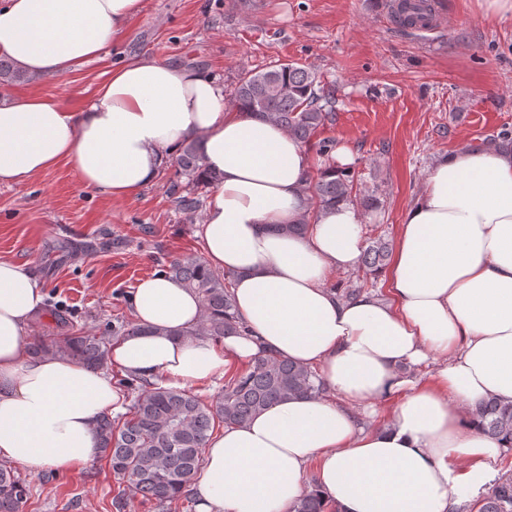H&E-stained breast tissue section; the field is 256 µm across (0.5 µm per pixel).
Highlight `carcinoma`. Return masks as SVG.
Listing matches in <instances>:
<instances>
[{"label": "carcinoma", "instance_id": "obj_1", "mask_svg": "<svg viewBox=\"0 0 512 512\" xmlns=\"http://www.w3.org/2000/svg\"><path fill=\"white\" fill-rule=\"evenodd\" d=\"M395 14L405 25L425 18L431 11L428 0H396ZM31 77L11 59L0 56V89L27 83ZM334 100L318 74L293 63L279 64L263 71H248L240 77L234 105L264 120H272L302 143L333 119ZM175 184L183 195L180 206L196 209L198 192L220 180L202 168L196 144L182 143L175 157ZM313 205L331 202L358 203L364 211L378 208L373 196L353 195L354 174L349 169L334 177L320 173L310 180ZM390 260L388 243L377 239L367 245L361 257L366 273L377 276ZM161 272L194 291L203 315L194 332L216 343L228 336H242L231 291L235 275L210 270L204 261L187 256L162 266ZM35 352L71 355L90 367L107 363L108 343L81 329L47 343H33ZM126 386L136 393L128 413L97 422L102 457L126 488L112 497V512H124L125 494L142 497L155 509L189 497L188 487L197 475L210 436L216 425L242 426L271 406L296 397L317 398L323 383L316 372L274 355H263L249 367L225 379L224 389L206 401L188 391L149 388L141 380L128 379ZM472 418L482 430L495 436H512V404L494 400L479 403ZM30 498V485L7 464H0V512H21ZM478 512H512V476H505L479 501ZM293 512H329L328 503L316 493L300 499Z\"/></svg>", "mask_w": 512, "mask_h": 512}]
</instances>
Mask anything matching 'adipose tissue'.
I'll list each match as a JSON object with an SVG mask.
<instances>
[{"label": "adipose tissue", "mask_w": 512, "mask_h": 512, "mask_svg": "<svg viewBox=\"0 0 512 512\" xmlns=\"http://www.w3.org/2000/svg\"><path fill=\"white\" fill-rule=\"evenodd\" d=\"M142 0H0V55L39 79L104 55ZM219 175L199 224L205 263L236 275L246 335L195 329L198 297L157 273L130 297L139 333L108 368L34 353L26 336L46 284L0 258V461L69 473L96 459V423L124 410L113 369L167 388L272 353L317 371L327 395L273 405L212 435L190 489L197 512H290L318 491L339 512H450L451 492L491 480L504 438L474 423L484 399L512 402V152L439 157L398 226L386 294L338 297L329 272L356 268L366 217L313 208L311 159L281 126L229 106L209 73L159 57L113 68L76 112L31 93L0 104V185L66 163L82 186L125 199L153 184L183 141ZM430 363L428 380L407 370ZM392 405L380 427L362 406ZM314 482H307V470Z\"/></svg>", "instance_id": "adipose-tissue-1"}]
</instances>
